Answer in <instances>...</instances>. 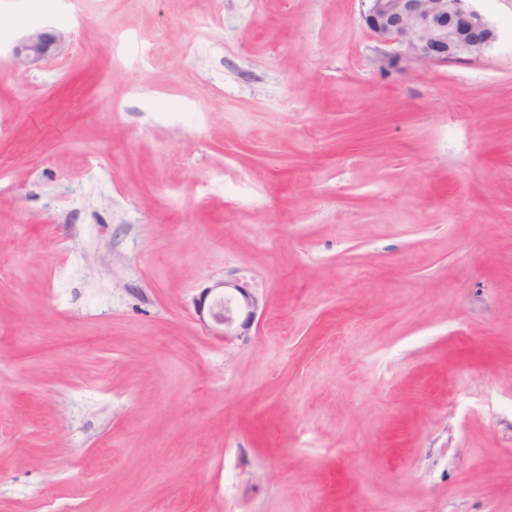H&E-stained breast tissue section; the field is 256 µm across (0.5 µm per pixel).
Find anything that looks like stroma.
Wrapping results in <instances>:
<instances>
[{
	"label": "stroma",
	"mask_w": 512,
	"mask_h": 512,
	"mask_svg": "<svg viewBox=\"0 0 512 512\" xmlns=\"http://www.w3.org/2000/svg\"><path fill=\"white\" fill-rule=\"evenodd\" d=\"M474 5L480 58L386 74L360 0H0V512H512V0ZM56 38L48 33H35L25 37L13 48V58L17 65L30 66L45 60Z\"/></svg>",
	"instance_id": "1"
}]
</instances>
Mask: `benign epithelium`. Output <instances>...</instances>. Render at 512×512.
Returning a JSON list of instances; mask_svg holds the SVG:
<instances>
[{
	"label": "benign epithelium",
	"mask_w": 512,
	"mask_h": 512,
	"mask_svg": "<svg viewBox=\"0 0 512 512\" xmlns=\"http://www.w3.org/2000/svg\"><path fill=\"white\" fill-rule=\"evenodd\" d=\"M361 21L379 45L376 62L384 72L415 64L446 65L478 58L498 39V32L473 0H361ZM56 38L48 33L25 37L13 48L14 62L30 66L44 59ZM237 292L246 310L241 327L249 326L257 301L245 289Z\"/></svg>",
	"instance_id": "obj_1"
}]
</instances>
